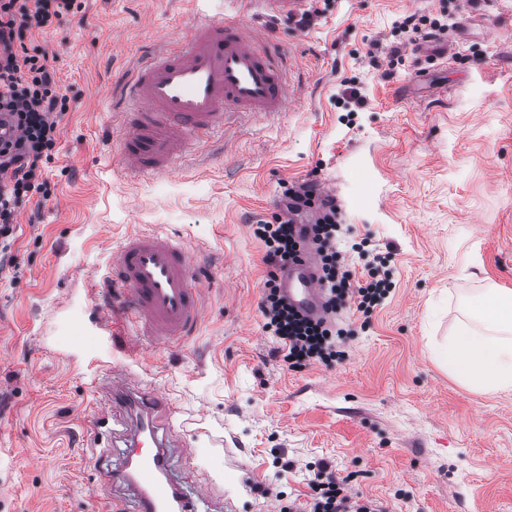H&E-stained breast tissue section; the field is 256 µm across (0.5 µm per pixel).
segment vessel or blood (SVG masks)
Masks as SVG:
<instances>
[{
    "instance_id": "b4317fda",
    "label": "vessel or blood",
    "mask_w": 512,
    "mask_h": 512,
    "mask_svg": "<svg viewBox=\"0 0 512 512\" xmlns=\"http://www.w3.org/2000/svg\"><path fill=\"white\" fill-rule=\"evenodd\" d=\"M308 0H263L262 20L300 15ZM251 25L211 19L184 37L168 40L146 57L123 84L115 156L125 175L138 179L175 171L202 135L233 137L237 115L275 116L286 112L293 96L280 58L253 35ZM312 246L298 264L285 270L289 301L313 317L324 314L319 271L310 265ZM117 305L131 316L136 335L169 343L198 325L203 291L192 277L190 254L171 236H128L109 267ZM102 415L134 417L127 464L113 474L116 483L133 485L137 512H197L211 498L208 486L196 496L182 494L169 480L170 456L159 440L169 431L175 409L154 390L128 386L127 371L117 373Z\"/></svg>"
}]
</instances>
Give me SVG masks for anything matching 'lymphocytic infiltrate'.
<instances>
[{
	"instance_id": "f902f5d3",
	"label": "lymphocytic infiltrate",
	"mask_w": 512,
	"mask_h": 512,
	"mask_svg": "<svg viewBox=\"0 0 512 512\" xmlns=\"http://www.w3.org/2000/svg\"><path fill=\"white\" fill-rule=\"evenodd\" d=\"M78 0H0V116L21 134L0 138V270L12 266L11 248L16 217L23 203L46 192L42 168L56 146L58 126L68 109L56 90L55 70L40 48H27L28 30L49 29L55 20L78 12ZM290 215L321 204L322 218L313 226L314 242L323 254L322 283L328 310L352 307L370 316L390 292L386 260L374 255L362 272L347 269L336 252V205L316 200L313 191L285 190ZM255 236L263 243L265 260L275 272L298 262L301 242L289 219L256 225ZM260 306L263 327L275 337L283 359L292 368L314 363L332 365L341 358L337 339L342 332L330 320H309L300 315L280 293L275 277L266 282ZM312 491L306 512H376L371 501L351 492L346 479L337 478L329 463H321L308 483Z\"/></svg>"
}]
</instances>
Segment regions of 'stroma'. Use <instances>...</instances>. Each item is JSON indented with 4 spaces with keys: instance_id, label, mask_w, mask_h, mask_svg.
<instances>
[{
    "instance_id": "stroma-1",
    "label": "stroma",
    "mask_w": 512,
    "mask_h": 512,
    "mask_svg": "<svg viewBox=\"0 0 512 512\" xmlns=\"http://www.w3.org/2000/svg\"><path fill=\"white\" fill-rule=\"evenodd\" d=\"M81 4L26 36L68 110L48 194L20 209L0 271V512L132 507L111 485L125 423L93 422L116 365L173 403L171 476L212 487L200 512L300 510L322 461L384 512H512V391H474L436 359L478 289H512V0H309L275 26L291 109L141 181L108 145L112 85L197 16L190 0ZM432 38L447 59L421 55ZM310 182L335 194L344 263L359 270L351 246L369 239L393 288L369 321L337 310L343 359L292 369L263 328L253 229ZM151 230L184 244L206 291L195 332L168 346L121 317L95 325L111 253Z\"/></svg>"
}]
</instances>
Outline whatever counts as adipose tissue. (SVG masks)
Here are the masks:
<instances>
[{"instance_id": "obj_1", "label": "adipose tissue", "mask_w": 512, "mask_h": 512, "mask_svg": "<svg viewBox=\"0 0 512 512\" xmlns=\"http://www.w3.org/2000/svg\"><path fill=\"white\" fill-rule=\"evenodd\" d=\"M439 358L471 389L512 390V289H486Z\"/></svg>"}]
</instances>
